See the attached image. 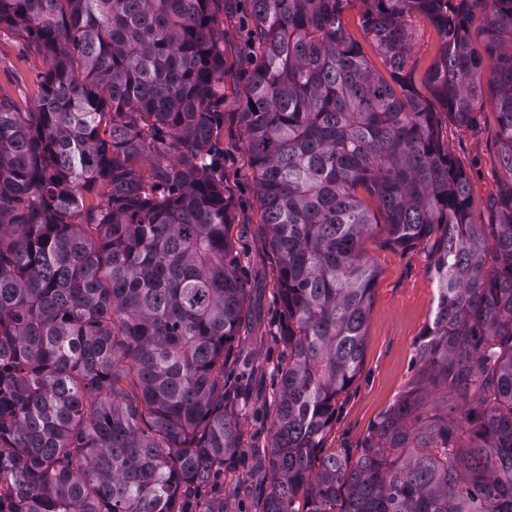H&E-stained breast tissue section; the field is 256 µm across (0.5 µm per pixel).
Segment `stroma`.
Wrapping results in <instances>:
<instances>
[{
  "label": "stroma",
  "instance_id": "1",
  "mask_svg": "<svg viewBox=\"0 0 512 512\" xmlns=\"http://www.w3.org/2000/svg\"><path fill=\"white\" fill-rule=\"evenodd\" d=\"M250 0H225L218 27L224 32L228 64L224 83L216 94L224 113V193L238 212L234 236L242 253V268L251 290L250 322L241 348L255 367L250 379L230 372V382L242 383L248 391L246 405L239 414L242 446L246 450L239 469H250L257 457L272 447L271 396L277 385L274 368L287 356L280 338L285 322L284 307L276 289V258L264 245V227L259 222L253 170L244 147L239 114L244 105V89L251 69L254 48L249 29ZM411 50L406 72L422 97H429L425 74L438 58L441 39L431 22L411 15ZM46 61L35 46L0 32V96L12 97L20 110H28L40 91V75ZM440 138L465 171L473 200L471 221H489L486 205L497 196L502 184L494 168L496 115L483 109L473 127H456L447 113H440ZM362 249L378 268L373 301L368 318L363 362L345 396L339 400L336 421L319 456L339 448L357 450L371 432L378 417L395 404L412 386L416 373V348L434 306L436 281L431 274L434 253L431 241L401 249L392 245L385 226H375Z\"/></svg>",
  "mask_w": 512,
  "mask_h": 512
}]
</instances>
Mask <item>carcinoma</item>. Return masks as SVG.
Instances as JSON below:
<instances>
[{
  "instance_id": "carcinoma-1",
  "label": "carcinoma",
  "mask_w": 512,
  "mask_h": 512,
  "mask_svg": "<svg viewBox=\"0 0 512 512\" xmlns=\"http://www.w3.org/2000/svg\"><path fill=\"white\" fill-rule=\"evenodd\" d=\"M355 1L387 78L344 28ZM251 3L241 122L288 348L259 512H512V0ZM222 4L0 0V30L46 59L28 111L0 97L13 512H186V494L241 450L224 372L246 366L250 289L219 148ZM477 11L490 68L471 46ZM412 13L441 38L426 82L452 122L472 125L487 103L498 113L507 188L490 224L470 222L466 173L405 73ZM147 152L158 161L145 173ZM98 185L103 199L85 205ZM378 211L398 247L439 231L434 319L413 386L358 456L334 451L314 474L362 364L378 270L360 244ZM439 391L467 410H441Z\"/></svg>"
}]
</instances>
